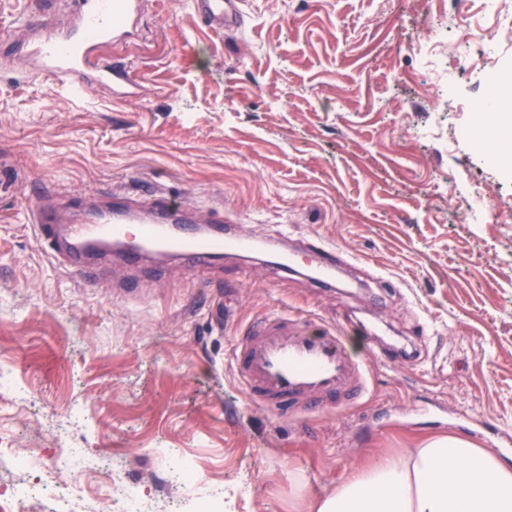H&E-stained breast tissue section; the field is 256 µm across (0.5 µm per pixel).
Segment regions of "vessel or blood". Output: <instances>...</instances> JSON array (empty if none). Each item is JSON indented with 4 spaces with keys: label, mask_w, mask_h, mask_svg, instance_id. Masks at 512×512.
<instances>
[{
    "label": "vessel or blood",
    "mask_w": 512,
    "mask_h": 512,
    "mask_svg": "<svg viewBox=\"0 0 512 512\" xmlns=\"http://www.w3.org/2000/svg\"><path fill=\"white\" fill-rule=\"evenodd\" d=\"M146 0H72L60 16L58 0H40V19L23 18V27L38 31L26 53L29 65L55 80L72 96H84L92 86H108L114 98L127 100L140 93L138 82L102 64L97 50L106 43L126 42L145 12ZM193 12L216 33L238 30L243 24L241 0H191ZM43 252L65 268L84 272L85 259H111L113 244L132 265L160 258L177 259L192 270L209 266L224 254H250L257 246L238 225L209 213L208 235L171 234L170 225L188 220V209L174 205L161 192L138 198L110 194L93 217L79 209L62 213L37 206L29 211ZM136 232H129V225ZM340 263L334 251L310 245L280 255L278 267L307 268L325 286L333 285ZM350 328L322 325L311 333L302 316L266 317L250 325L230 349L234 377L250 401L280 417L307 415L322 404L346 406L368 390L365 362L349 351Z\"/></svg>",
    "instance_id": "b4317fda"
}]
</instances>
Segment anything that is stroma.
I'll use <instances>...</instances> for the list:
<instances>
[{
    "mask_svg": "<svg viewBox=\"0 0 512 512\" xmlns=\"http://www.w3.org/2000/svg\"><path fill=\"white\" fill-rule=\"evenodd\" d=\"M37 3L0 0V370L19 385L0 437L41 453L47 487L25 512H65L74 484L101 512L127 486L143 512H196L212 490L223 512H309L371 459L450 434L512 460V183L458 135L494 91L490 62L426 39L439 19L494 35L482 0H243L224 34L188 0H150L133 37L99 51L141 85L129 101L70 98L6 54L33 39L14 23ZM62 188L220 208L260 248L199 276L115 261L89 287L30 224ZM476 193L491 209L470 224ZM281 238L340 254V286L276 277ZM288 307L377 325L415 356L369 355L355 405L278 418L240 390L227 352ZM77 446L92 466L58 469ZM165 449L195 462L194 483L168 476Z\"/></svg>",
    "mask_w": 512,
    "mask_h": 512,
    "instance_id": "35a3bbf8",
    "label": "stroma"
}]
</instances>
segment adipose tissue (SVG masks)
Segmentation results:
<instances>
[{"mask_svg": "<svg viewBox=\"0 0 512 512\" xmlns=\"http://www.w3.org/2000/svg\"><path fill=\"white\" fill-rule=\"evenodd\" d=\"M311 512H512V466L456 435L355 469Z\"/></svg>", "mask_w": 512, "mask_h": 512, "instance_id": "ef3b65f1", "label": "adipose tissue"}]
</instances>
